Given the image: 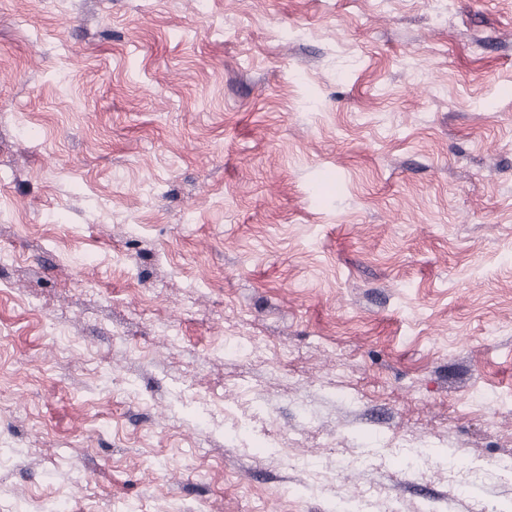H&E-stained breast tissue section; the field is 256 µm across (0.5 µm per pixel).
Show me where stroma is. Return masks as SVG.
<instances>
[{"label": "stroma", "instance_id": "obj_1", "mask_svg": "<svg viewBox=\"0 0 512 512\" xmlns=\"http://www.w3.org/2000/svg\"><path fill=\"white\" fill-rule=\"evenodd\" d=\"M0 247V512L445 498L386 443L512 461V0H0ZM304 466L309 475L310 486L333 492L336 500H347L348 493L346 492L345 485L340 480L339 472L332 477H327L320 471L317 462L313 460L306 461Z\"/></svg>", "mask_w": 512, "mask_h": 512}]
</instances>
